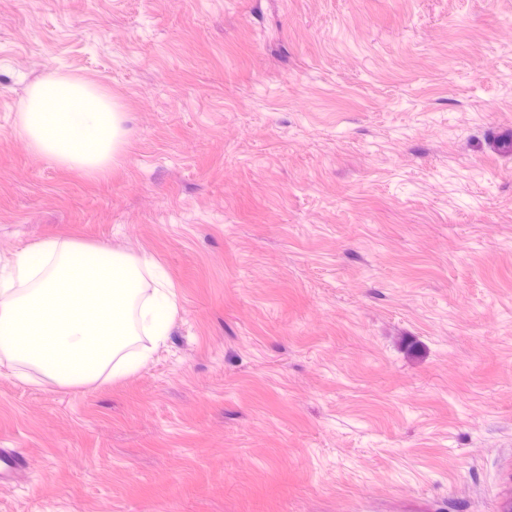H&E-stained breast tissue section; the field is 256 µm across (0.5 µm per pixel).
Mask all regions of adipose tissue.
<instances>
[{
	"instance_id": "adipose-tissue-1",
	"label": "adipose tissue",
	"mask_w": 512,
	"mask_h": 512,
	"mask_svg": "<svg viewBox=\"0 0 512 512\" xmlns=\"http://www.w3.org/2000/svg\"><path fill=\"white\" fill-rule=\"evenodd\" d=\"M75 104L86 109L85 123H76L70 111ZM120 122L111 100L91 94L83 79L51 75L30 92L22 108L20 132L30 150L48 161L100 173L123 149Z\"/></svg>"
}]
</instances>
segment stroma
Wrapping results in <instances>:
<instances>
[{"instance_id":"1","label":"stroma","mask_w":512,"mask_h":512,"mask_svg":"<svg viewBox=\"0 0 512 512\" xmlns=\"http://www.w3.org/2000/svg\"><path fill=\"white\" fill-rule=\"evenodd\" d=\"M102 87L104 174L35 156ZM149 257L179 315L117 381L0 357V512H501L512 499V0H0V271ZM83 79L50 75L29 94L20 117V133L29 149L55 164L79 166L93 173L109 168L123 149L121 113L112 101L93 95ZM78 104L89 112L85 123L68 107Z\"/></svg>"}]
</instances>
